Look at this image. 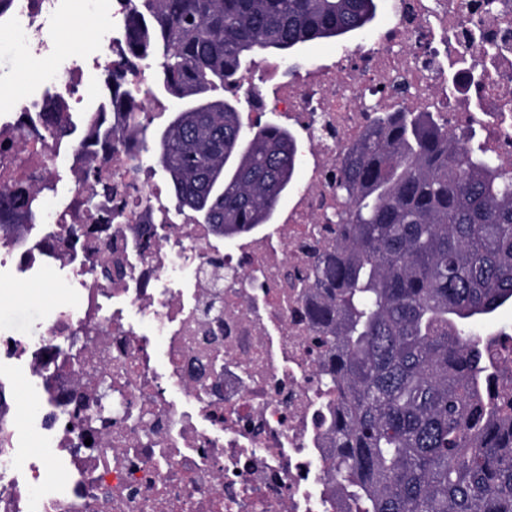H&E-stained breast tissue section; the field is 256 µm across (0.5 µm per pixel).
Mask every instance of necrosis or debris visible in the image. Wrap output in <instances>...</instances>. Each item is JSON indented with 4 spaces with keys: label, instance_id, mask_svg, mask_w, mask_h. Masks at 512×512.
I'll list each match as a JSON object with an SVG mask.
<instances>
[{
    "label": "necrosis or debris",
    "instance_id": "obj_1",
    "mask_svg": "<svg viewBox=\"0 0 512 512\" xmlns=\"http://www.w3.org/2000/svg\"><path fill=\"white\" fill-rule=\"evenodd\" d=\"M61 0H10L0 19L32 55L49 53ZM92 63L106 84L141 86L145 65ZM260 58L235 87L247 123L298 130L300 178L275 224L227 239L172 204L120 131H73L81 61L43 75L49 97L0 116V190L67 195L33 224L0 231V275L52 272L61 295L31 334L0 336V368L24 362L38 404L0 380V428L37 456L0 453V512H340L327 479L324 348L306 309L313 269L336 243V176L348 144L382 112H433L486 134L512 173V0H384L380 25L331 62L286 78ZM59 120L54 134L45 117ZM117 198L92 197L86 169ZM122 202L112 224L98 214Z\"/></svg>",
    "mask_w": 512,
    "mask_h": 512
}]
</instances>
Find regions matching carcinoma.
<instances>
[{
  "mask_svg": "<svg viewBox=\"0 0 512 512\" xmlns=\"http://www.w3.org/2000/svg\"><path fill=\"white\" fill-rule=\"evenodd\" d=\"M378 0H135L125 52L156 66L180 101L149 130L140 90L115 88L106 109L154 150L179 211L226 238L270 223L293 187L296 134L247 127L226 96L258 51L289 52L364 29ZM231 170L224 186V162ZM336 195L339 239L308 298L336 405L326 436L346 512H512V399L486 351L512 335L481 333L512 305V176L430 112H386L347 151ZM35 196L0 194V211L32 216Z\"/></svg>",
  "mask_w": 512,
  "mask_h": 512,
  "instance_id": "cac0c4a2",
  "label": "carcinoma"
}]
</instances>
